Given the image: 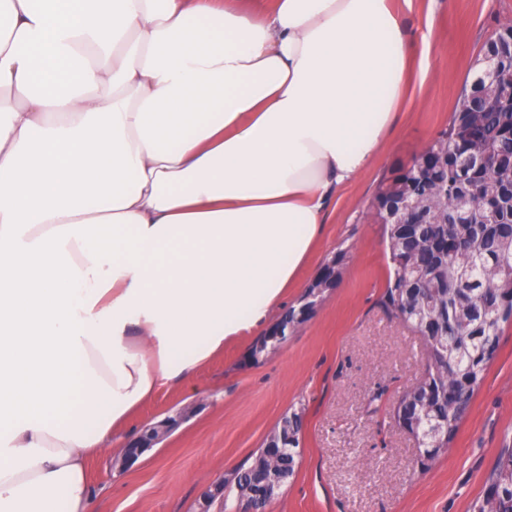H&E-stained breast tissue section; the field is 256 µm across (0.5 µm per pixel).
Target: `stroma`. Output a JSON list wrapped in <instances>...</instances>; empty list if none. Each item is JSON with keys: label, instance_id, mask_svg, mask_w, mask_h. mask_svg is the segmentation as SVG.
<instances>
[{"label": "stroma", "instance_id": "1", "mask_svg": "<svg viewBox=\"0 0 512 512\" xmlns=\"http://www.w3.org/2000/svg\"><path fill=\"white\" fill-rule=\"evenodd\" d=\"M432 77L399 113L372 165L331 204L319 248L289 289L297 304L340 243L351 257L336 288L262 363H246L253 337L226 343L191 379L161 389L130 418L126 435L179 410L189 417L125 472L113 448L92 457L95 512H197L201 494L229 481L291 406L304 405L302 453L293 479L266 512H471L495 460L512 448V324L502 327L485 379L447 452L421 469L417 443L395 422L398 398L423 376L422 337L379 301L389 278L372 203L379 183L448 124L470 63L512 20V0H398Z\"/></svg>", "mask_w": 512, "mask_h": 512}]
</instances>
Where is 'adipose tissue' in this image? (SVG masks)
<instances>
[{
	"label": "adipose tissue",
	"mask_w": 512,
	"mask_h": 512,
	"mask_svg": "<svg viewBox=\"0 0 512 512\" xmlns=\"http://www.w3.org/2000/svg\"><path fill=\"white\" fill-rule=\"evenodd\" d=\"M391 2L0 0V512H92L88 459L281 305L429 77Z\"/></svg>",
	"instance_id": "adipose-tissue-1"
}]
</instances>
